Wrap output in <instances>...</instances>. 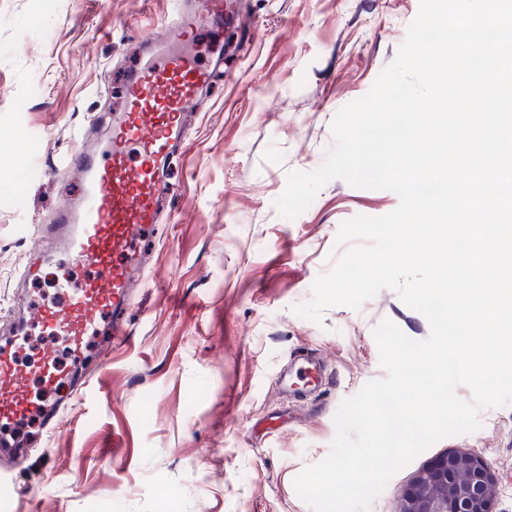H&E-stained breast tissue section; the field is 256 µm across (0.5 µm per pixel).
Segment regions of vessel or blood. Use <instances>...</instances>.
<instances>
[{
    "mask_svg": "<svg viewBox=\"0 0 512 512\" xmlns=\"http://www.w3.org/2000/svg\"><path fill=\"white\" fill-rule=\"evenodd\" d=\"M224 0H196L187 10L171 0V37L177 49L136 69L121 89L123 108L101 155L77 152L61 159L67 176L82 167L85 177L74 201L64 203L35 239L51 238L76 265L55 283V294L34 305L33 322L56 346L28 357L29 342L0 340V453L36 447L61 412L59 400L71 364L80 363L101 324L113 341L126 339L133 285L144 276L142 258L154 238L168 189L166 162L185 137V112L208 87L213 72L201 62L214 28L223 26ZM294 369L276 380L294 395L320 391L327 377L322 360L296 352Z\"/></svg>",
    "mask_w": 512,
    "mask_h": 512,
    "instance_id": "1",
    "label": "vessel or blood"
}]
</instances>
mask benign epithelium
Returning a JSON list of instances; mask_svg holds the SVG:
<instances>
[{"label":"benign epithelium","mask_w":512,"mask_h":512,"mask_svg":"<svg viewBox=\"0 0 512 512\" xmlns=\"http://www.w3.org/2000/svg\"><path fill=\"white\" fill-rule=\"evenodd\" d=\"M497 480L476 455H440L403 491L399 512H493Z\"/></svg>","instance_id":"obj_1"}]
</instances>
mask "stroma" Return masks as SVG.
Instances as JSON below:
<instances>
[{"label": "stroma", "instance_id": "stroma-1", "mask_svg": "<svg viewBox=\"0 0 512 512\" xmlns=\"http://www.w3.org/2000/svg\"><path fill=\"white\" fill-rule=\"evenodd\" d=\"M252 39L225 29L216 78L169 159L171 189L149 269L137 287L130 342L110 349L48 439L0 484V512H312L294 482L329 452L340 403L384 377L373 336L388 319L425 339L427 320L390 289L360 310L295 315L341 223L394 210L389 190L335 179L293 219L274 201L291 171L311 172L333 145L330 125L395 57L419 0H236ZM168 0H0V332L20 283L52 296L65 261L35 254L44 224L82 174L60 179L72 133L105 140L136 45L168 17ZM29 174L18 177L20 167ZM310 349L330 380L291 399L275 383ZM478 431L444 438L396 472L372 512H398L427 463L474 452L497 477L494 512H512V406L479 415Z\"/></svg>", "mask_w": 512, "mask_h": 512}]
</instances>
